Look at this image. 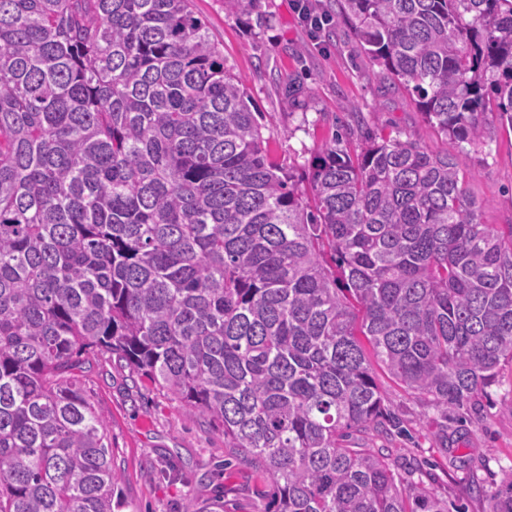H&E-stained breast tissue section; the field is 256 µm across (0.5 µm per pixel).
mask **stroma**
Masks as SVG:
<instances>
[{"instance_id":"35a3bbf8","label":"stroma","mask_w":512,"mask_h":512,"mask_svg":"<svg viewBox=\"0 0 512 512\" xmlns=\"http://www.w3.org/2000/svg\"><path fill=\"white\" fill-rule=\"evenodd\" d=\"M294 0H261L268 16L264 26L254 17L231 14L224 0H194L224 53V64L245 81L258 120L271 135L273 153L308 174L318 151L335 142L338 149L358 153L363 133L379 137L400 130L434 152L457 153L470 176L468 193L483 201L486 224L512 222V133L491 124L485 143L458 151L432 124L404 90L383 79L360 53L343 17L322 42L311 41L293 9ZM307 91L303 100L284 96L286 84ZM348 132L335 138L336 124ZM377 382L402 434L370 440L403 466H418V479L445 500L482 512L484 503L464 490L459 458L471 459L487 490L512 466V388H492L448 413V440L436 436L439 415L416 395L401 388L384 369ZM107 426L112 465L122 476L118 492L121 512H262L260 493L266 479L252 475L223 434L201 418L189 417L183 403L159 390L146 377L109 358L93 360L83 376Z\"/></svg>"}]
</instances>
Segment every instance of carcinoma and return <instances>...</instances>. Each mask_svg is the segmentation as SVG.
Wrapping results in <instances>:
<instances>
[{"mask_svg":"<svg viewBox=\"0 0 512 512\" xmlns=\"http://www.w3.org/2000/svg\"><path fill=\"white\" fill-rule=\"evenodd\" d=\"M260 0H224L254 13ZM426 120L512 131V0H323ZM193 0H0V512H115L109 354L224 432L275 512H450L383 449L380 364L439 412L512 365V224L397 131L274 159ZM484 512H512V472Z\"/></svg>","mask_w":512,"mask_h":512,"instance_id":"1","label":"carcinoma"}]
</instances>
